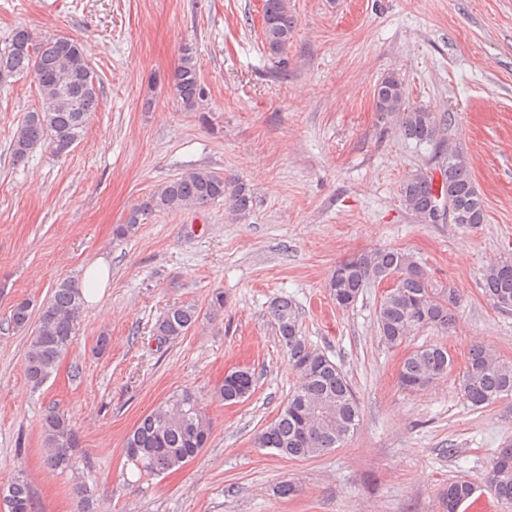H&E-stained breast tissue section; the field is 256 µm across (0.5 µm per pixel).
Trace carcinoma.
<instances>
[{
	"mask_svg": "<svg viewBox=\"0 0 512 512\" xmlns=\"http://www.w3.org/2000/svg\"><path fill=\"white\" fill-rule=\"evenodd\" d=\"M297 20L288 0H263L262 43L275 68L287 65L288 46ZM32 75L39 94V106L25 114L11 141L14 164L26 163L39 146L56 155L70 151L81 138L90 113L99 105L96 77L88 65L80 43L64 37L37 38L20 27L0 44V84L20 75ZM174 97L184 112L206 109L209 91L197 64L196 51L181 47V63L169 79ZM376 111L383 120L394 121L402 135L419 146H429L440 155L441 186L434 177L418 172L400 186L404 206L422 224L434 223L438 199L450 204V223L476 228L486 222L484 200L469 171L463 151L448 148L442 126L448 121L426 108L409 104L399 74L381 77L374 88ZM229 198L231 212L244 217L253 207V196L245 183L226 179L205 169L174 178L133 207L114 234L123 239L134 234L145 216L153 212L201 210ZM396 273L399 282L380 301L377 321L386 344L398 347L423 327L448 329L454 321L458 296L451 289L436 288L415 257L399 248H384L356 254L336 265L326 283L336 307L353 305L363 288L382 282ZM484 295L493 306L512 309V259L505 257L489 264L482 274ZM81 289L73 282H61L49 299L33 313L30 303L13 306L10 324L17 330L32 329L24 354V369L35 385L45 382L68 352L77 333L82 313ZM281 345L299 374L301 384L279 416L257 436L261 448H272L281 457L305 459L339 446L359 426L360 411L352 388L337 365L313 348L302 335L299 312L286 298L274 301L269 309ZM199 319L192 305H174L156 321L155 336L161 344L186 335ZM452 359L440 345L411 351L404 358L400 383L415 390L448 375ZM254 374L233 372V382H223L219 397L236 403L254 389ZM459 390L474 407L494 404L512 395V363L496 357L482 344L470 347L459 376ZM42 438L47 466L59 473L75 470V452L80 437L62 412L45 415ZM212 424L190 394L171 397L165 405L145 415L127 436L125 454L139 473L159 475L179 469L206 447ZM489 481L501 501L512 502V449L495 453ZM471 483L452 480L441 492L442 512H458L459 504L470 496ZM0 504L6 512H32L33 501L21 477L0 484Z\"/></svg>",
	"mask_w": 512,
	"mask_h": 512,
	"instance_id": "cac0c4a2",
	"label": "carcinoma"
}]
</instances>
